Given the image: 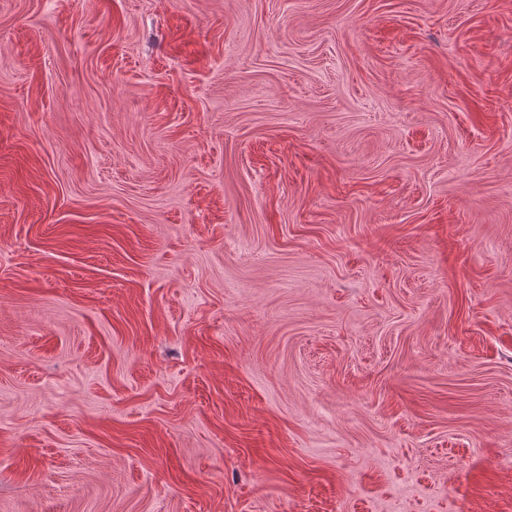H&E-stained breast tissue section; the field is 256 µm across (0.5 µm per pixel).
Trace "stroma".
I'll use <instances>...</instances> for the list:
<instances>
[{"instance_id":"35a3bbf8","label":"stroma","mask_w":512,"mask_h":512,"mask_svg":"<svg viewBox=\"0 0 512 512\" xmlns=\"http://www.w3.org/2000/svg\"><path fill=\"white\" fill-rule=\"evenodd\" d=\"M0 512H512V0H0Z\"/></svg>"}]
</instances>
